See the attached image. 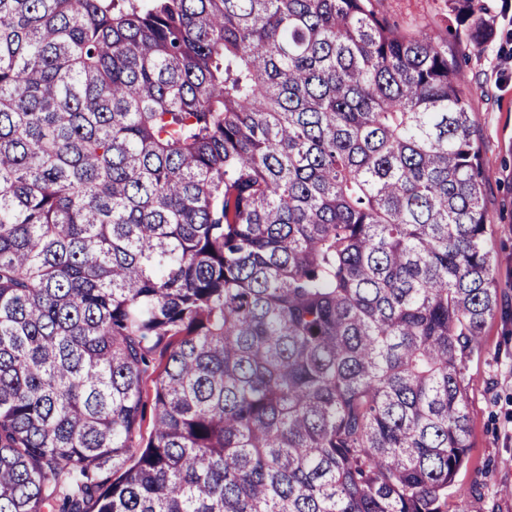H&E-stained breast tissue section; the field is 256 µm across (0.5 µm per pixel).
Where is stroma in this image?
<instances>
[{
    "label": "stroma",
    "mask_w": 512,
    "mask_h": 512,
    "mask_svg": "<svg viewBox=\"0 0 512 512\" xmlns=\"http://www.w3.org/2000/svg\"><path fill=\"white\" fill-rule=\"evenodd\" d=\"M377 7L411 29L457 26L448 0H378ZM486 21L493 38L479 48L459 42L456 53L481 147L498 311L466 361L470 450L448 512H512V70L500 68L501 52L512 51V0H492Z\"/></svg>",
    "instance_id": "35a3bbf8"
}]
</instances>
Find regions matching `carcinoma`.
Here are the masks:
<instances>
[{"label": "carcinoma", "mask_w": 512, "mask_h": 512, "mask_svg": "<svg viewBox=\"0 0 512 512\" xmlns=\"http://www.w3.org/2000/svg\"><path fill=\"white\" fill-rule=\"evenodd\" d=\"M493 262L448 36L0 0V512H448Z\"/></svg>", "instance_id": "obj_1"}]
</instances>
